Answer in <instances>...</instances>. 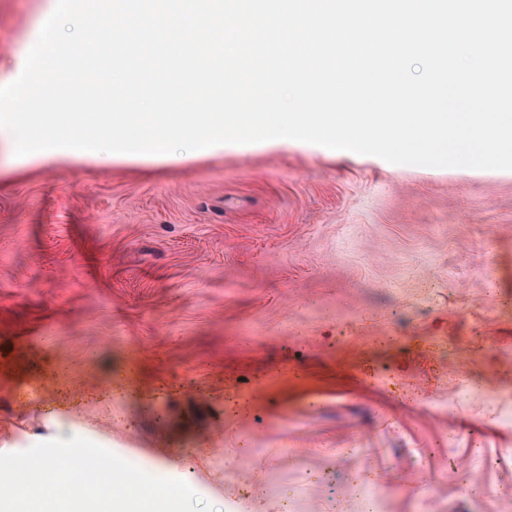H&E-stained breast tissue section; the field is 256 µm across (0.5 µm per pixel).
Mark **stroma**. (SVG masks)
<instances>
[{
	"mask_svg": "<svg viewBox=\"0 0 512 512\" xmlns=\"http://www.w3.org/2000/svg\"><path fill=\"white\" fill-rule=\"evenodd\" d=\"M48 8L0 0L1 81ZM510 407L512 171L293 143L0 174V453L133 443L214 512L238 472L242 512H369L361 472L387 512H499Z\"/></svg>",
	"mask_w": 512,
	"mask_h": 512,
	"instance_id": "35a3bbf8",
	"label": "stroma"
}]
</instances>
